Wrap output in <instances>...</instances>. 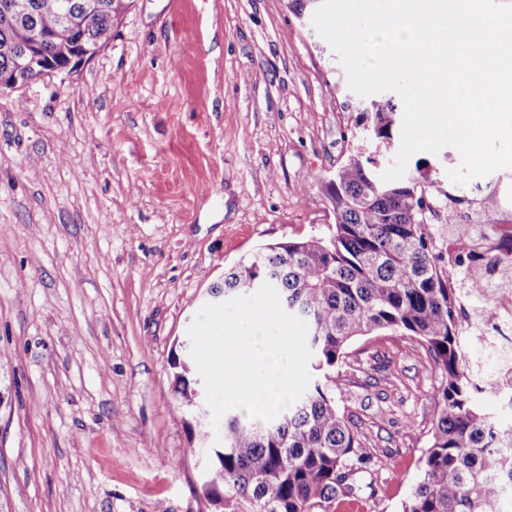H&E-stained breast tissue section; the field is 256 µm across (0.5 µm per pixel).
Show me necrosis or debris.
Returning <instances> with one entry per match:
<instances>
[{"label":"necrosis or debris","mask_w":512,"mask_h":512,"mask_svg":"<svg viewBox=\"0 0 512 512\" xmlns=\"http://www.w3.org/2000/svg\"><path fill=\"white\" fill-rule=\"evenodd\" d=\"M448 274L464 284L470 344L496 360L502 381L495 392L512 398V225L478 209L461 212L448 227Z\"/></svg>","instance_id":"4bbe7bcc"}]
</instances>
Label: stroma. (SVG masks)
Wrapping results in <instances>:
<instances>
[{
	"label": "stroma",
	"mask_w": 512,
	"mask_h": 512,
	"mask_svg": "<svg viewBox=\"0 0 512 512\" xmlns=\"http://www.w3.org/2000/svg\"><path fill=\"white\" fill-rule=\"evenodd\" d=\"M357 100L286 0H134L0 94V512H202L173 358L239 259L329 234ZM439 382L406 337L351 345L336 403L373 457L325 512H400Z\"/></svg>",
	"instance_id": "obj_1"
}]
</instances>
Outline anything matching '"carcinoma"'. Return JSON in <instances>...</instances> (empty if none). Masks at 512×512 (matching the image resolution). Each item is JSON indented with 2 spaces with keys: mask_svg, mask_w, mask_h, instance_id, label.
<instances>
[{
  "mask_svg": "<svg viewBox=\"0 0 512 512\" xmlns=\"http://www.w3.org/2000/svg\"><path fill=\"white\" fill-rule=\"evenodd\" d=\"M30 2L22 17L0 10V76L12 75L23 30L49 32L38 54L61 67L85 45L104 46L132 4L99 0L100 9L87 15L83 0H70L80 18L74 30L60 23L61 0ZM399 119L391 99L357 109L356 123L366 126L375 151L348 155L325 183L335 220L329 236L268 244L211 290L242 296L271 284L283 309L306 322L311 367L325 379L270 422L228 412L216 428L197 423L209 465L202 495L212 512H323L352 494L349 476L371 449L336 406L332 383L348 346L379 332L416 340L441 375L421 471L401 512H504L512 491V418H496L478 402L458 291L448 285V230L428 221L435 208L471 198L442 189L426 159L399 180L381 179L398 149ZM172 367L176 392L195 417L203 388L191 354L175 357ZM216 429L223 447L206 446Z\"/></svg>",
  "mask_w": 512,
  "mask_h": 512,
  "instance_id": "carcinoma-1",
  "label": "carcinoma"
}]
</instances>
